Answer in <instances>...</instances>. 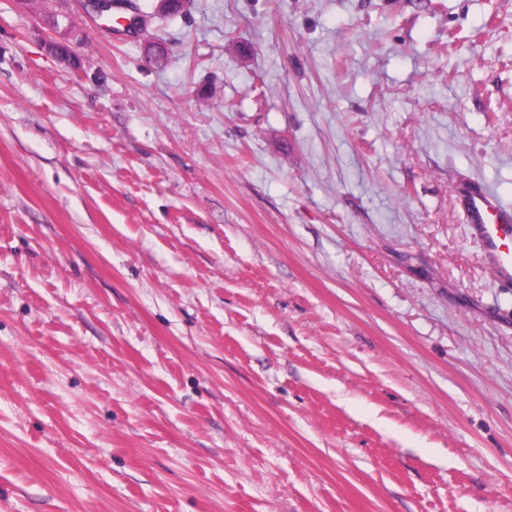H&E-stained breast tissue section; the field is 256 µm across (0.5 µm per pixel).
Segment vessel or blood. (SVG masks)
Segmentation results:
<instances>
[{
	"label": "vessel or blood",
	"mask_w": 512,
	"mask_h": 512,
	"mask_svg": "<svg viewBox=\"0 0 512 512\" xmlns=\"http://www.w3.org/2000/svg\"><path fill=\"white\" fill-rule=\"evenodd\" d=\"M457 197L472 235L481 244L484 261L500 284L511 287L512 203L503 202L479 183L460 185Z\"/></svg>",
	"instance_id": "obj_1"
}]
</instances>
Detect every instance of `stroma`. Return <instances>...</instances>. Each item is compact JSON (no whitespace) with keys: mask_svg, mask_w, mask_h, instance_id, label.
Instances as JSON below:
<instances>
[{"mask_svg":"<svg viewBox=\"0 0 512 512\" xmlns=\"http://www.w3.org/2000/svg\"><path fill=\"white\" fill-rule=\"evenodd\" d=\"M0 0V512H512V0ZM457 197L472 235L480 242L482 257L495 279L512 286V203L503 202L484 184H462Z\"/></svg>","mask_w":512,"mask_h":512,"instance_id":"stroma-1","label":"stroma"}]
</instances>
